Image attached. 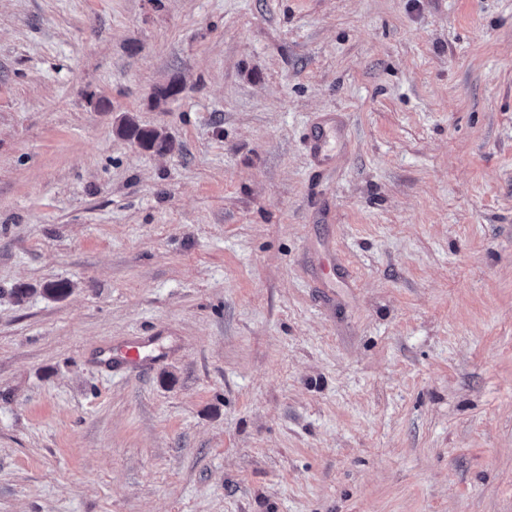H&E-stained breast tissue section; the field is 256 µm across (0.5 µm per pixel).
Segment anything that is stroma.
I'll return each mask as SVG.
<instances>
[{"label":"stroma","mask_w":512,"mask_h":512,"mask_svg":"<svg viewBox=\"0 0 512 512\" xmlns=\"http://www.w3.org/2000/svg\"><path fill=\"white\" fill-rule=\"evenodd\" d=\"M0 512H512V0H0ZM120 133L130 139L138 141L141 145L155 149L158 153L172 150V141L157 130L140 128L131 120H127L120 128Z\"/></svg>","instance_id":"stroma-1"}]
</instances>
